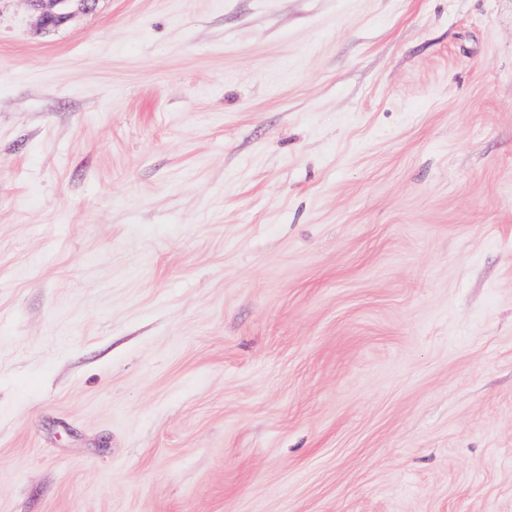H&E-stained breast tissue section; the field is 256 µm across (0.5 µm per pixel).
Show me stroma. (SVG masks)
I'll return each mask as SVG.
<instances>
[{"mask_svg": "<svg viewBox=\"0 0 512 512\" xmlns=\"http://www.w3.org/2000/svg\"><path fill=\"white\" fill-rule=\"evenodd\" d=\"M0 512H512V0H0ZM37 18V30L59 28L79 13L92 10L97 0H26Z\"/></svg>", "mask_w": 512, "mask_h": 512, "instance_id": "obj_1", "label": "stroma"}]
</instances>
